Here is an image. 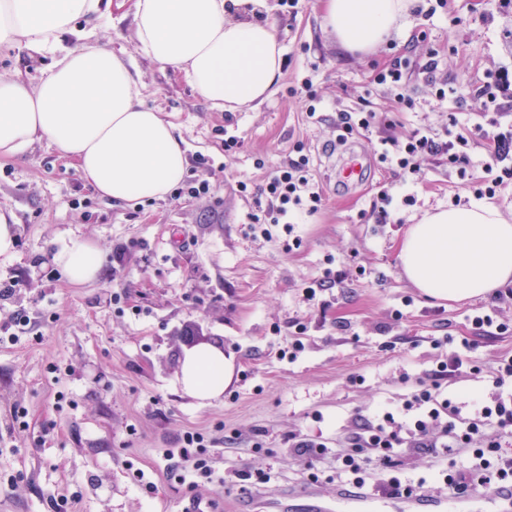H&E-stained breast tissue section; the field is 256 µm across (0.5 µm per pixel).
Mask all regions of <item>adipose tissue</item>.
<instances>
[{
  "label": "adipose tissue",
  "mask_w": 512,
  "mask_h": 512,
  "mask_svg": "<svg viewBox=\"0 0 512 512\" xmlns=\"http://www.w3.org/2000/svg\"><path fill=\"white\" fill-rule=\"evenodd\" d=\"M260 0H134L138 48L184 73L212 106L254 107L279 82L283 49L275 26L257 15ZM101 0H0V48L53 51L64 34L81 36L79 19ZM325 25L346 51L367 52L408 11L407 0H320ZM62 55L31 86L0 74V157L47 140L72 158L91 188L115 204L163 200L185 178L188 159L178 127L143 104L139 85L111 49L85 43ZM407 281L425 297L463 301L512 286V216L494 202L423 213L401 243ZM54 262L71 284L96 281L103 253L77 238ZM233 355L216 344L186 350L179 382L202 402L221 397L234 377Z\"/></svg>",
  "instance_id": "adipose-tissue-1"
}]
</instances>
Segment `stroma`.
I'll list each match as a JSON object with an SVG mask.
<instances>
[{
    "mask_svg": "<svg viewBox=\"0 0 512 512\" xmlns=\"http://www.w3.org/2000/svg\"><path fill=\"white\" fill-rule=\"evenodd\" d=\"M447 2L410 0L402 31L365 56L340 47L317 0H265L282 76L272 96L236 112L144 56L121 10L79 21L125 59L144 104L178 126L188 175L210 190L116 205L47 142L0 158V211L18 226L13 255L0 258V287L12 288L0 299V512H311L341 492L330 476L350 432L400 406L410 383L431 382L445 356L464 366L441 377L444 393L490 400L512 332L471 324L489 298L422 297L398 258L415 215L475 199L484 151L468 147L463 179L439 156L404 178L372 152L420 127L444 136L452 114L463 126L512 127V103L488 110L481 97L485 82L512 72V0ZM397 55L410 61V110L370 82ZM56 59L0 50V73L35 83ZM438 82L464 100L439 102ZM366 105L387 124L337 149L339 113ZM229 135L237 149L225 150ZM299 147L326 197L315 214L291 209V229L264 231L249 220L254 188ZM353 161L365 176L341 185ZM383 189L413 201L380 219ZM76 237L103 250L95 283L70 284L56 267ZM20 314L26 332L4 339ZM297 340L302 350L287 358ZM203 343L235 356L232 384L211 403L178 382L185 349ZM188 432L209 442L215 474L193 486L176 478L190 463L180 451ZM299 434L324 444L314 463L290 448Z\"/></svg>",
    "mask_w": 512,
    "mask_h": 512,
    "instance_id": "1",
    "label": "stroma"
}]
</instances>
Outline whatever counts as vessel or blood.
<instances>
[{"instance_id":"obj_1","label":"vessel or blood","mask_w":512,"mask_h":512,"mask_svg":"<svg viewBox=\"0 0 512 512\" xmlns=\"http://www.w3.org/2000/svg\"><path fill=\"white\" fill-rule=\"evenodd\" d=\"M395 512H512V484L499 485L491 494L460 499L452 495L437 499L401 494L387 497Z\"/></svg>"}]
</instances>
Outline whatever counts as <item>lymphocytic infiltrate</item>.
Here are the masks:
<instances>
[{"instance_id": "obj_1", "label": "lymphocytic infiltrate", "mask_w": 512, "mask_h": 512, "mask_svg": "<svg viewBox=\"0 0 512 512\" xmlns=\"http://www.w3.org/2000/svg\"><path fill=\"white\" fill-rule=\"evenodd\" d=\"M480 144L485 150L483 176L478 194L493 195L512 182V167L505 160L512 155V131L491 132L476 125L461 129L443 141L425 128L414 130L405 141L381 139L377 148L380 162L403 174L417 173L421 158L444 157L449 167L466 175L470 157L466 149ZM310 159L301 155L277 167L256 195L269 202L271 223L287 219L291 207L307 205L316 213L324 199L322 188L307 176ZM499 393L462 416L458 406L442 396L436 382L422 384L404 400L401 414L391 412L361 426L350 439L348 452L336 456V478L357 490L385 495L403 491L428 494L431 484L440 489L468 495L494 490L499 482L512 480V355L502 357L492 377ZM413 448L437 461L434 480L416 477L402 469L399 458Z\"/></svg>"}]
</instances>
